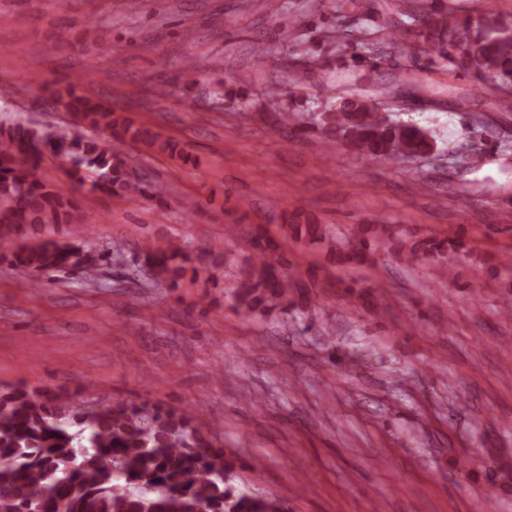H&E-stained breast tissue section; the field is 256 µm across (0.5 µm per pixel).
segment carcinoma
I'll return each mask as SVG.
<instances>
[{"instance_id":"carcinoma-1","label":"carcinoma","mask_w":512,"mask_h":512,"mask_svg":"<svg viewBox=\"0 0 512 512\" xmlns=\"http://www.w3.org/2000/svg\"><path fill=\"white\" fill-rule=\"evenodd\" d=\"M448 15L452 23L440 26L423 7L408 13L410 26L429 51L473 78L494 105L503 107L512 97V18L490 23L452 10ZM357 96L347 92L336 98L310 127L285 107L274 112V124H294L322 139L341 140L382 163L437 151L427 128L394 117L398 98L362 109L353 104ZM51 99L73 113L75 126L0 124V247L9 248L0 259L29 273L35 284L42 276L75 270L91 278L107 259L56 239L11 249L17 240L47 228L79 234L82 225L94 221L72 196L32 177L47 157L67 158L71 175L91 183L92 191L119 197L148 190L165 193L161 184L129 181L112 139L86 134L88 129L114 134L118 118L112 109L76 95L70 85L51 92ZM121 132L128 142L148 141L170 156L183 153L179 142L147 129L127 125ZM285 231L279 244L262 230L250 235L251 268L231 291L237 314L248 317L288 296V241L330 237L329 226L322 224L291 223ZM348 243L347 249L336 245L342 262L389 254L436 262L445 275L453 271L444 260L463 247L459 239L399 233L383 224L354 226ZM143 261L154 280L174 284L189 270L194 280L206 271L171 241L156 244ZM236 478L234 454L192 426L185 411L124 401L87 402L67 390L0 389V512H288L283 499L255 487L240 489Z\"/></svg>"}]
</instances>
